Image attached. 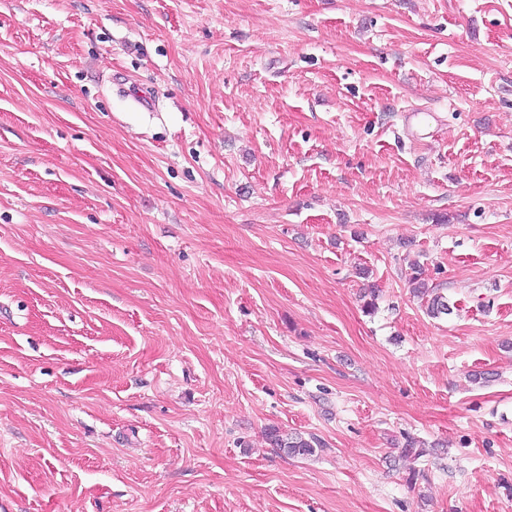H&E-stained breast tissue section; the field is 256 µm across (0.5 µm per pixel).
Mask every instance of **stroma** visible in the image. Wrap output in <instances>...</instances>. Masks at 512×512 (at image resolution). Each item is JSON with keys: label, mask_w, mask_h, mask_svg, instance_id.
Returning a JSON list of instances; mask_svg holds the SVG:
<instances>
[{"label": "stroma", "mask_w": 512, "mask_h": 512, "mask_svg": "<svg viewBox=\"0 0 512 512\" xmlns=\"http://www.w3.org/2000/svg\"><path fill=\"white\" fill-rule=\"evenodd\" d=\"M0 512H512V0H0ZM420 266L415 267L414 273L415 276H412L410 279L413 281V283L416 284L414 287V292L419 296L429 295L430 292L432 293L430 298L427 301V307L426 311L428 315H431L433 317H439L440 315H447L450 313V306L448 304V300L439 292H434L435 288H428L426 283L421 280V270L419 269ZM431 290V291H430ZM266 438L271 448L285 456H310L320 447V441L316 437L305 438L301 434L289 435L277 426L268 427Z\"/></svg>", "instance_id": "obj_1"}]
</instances>
